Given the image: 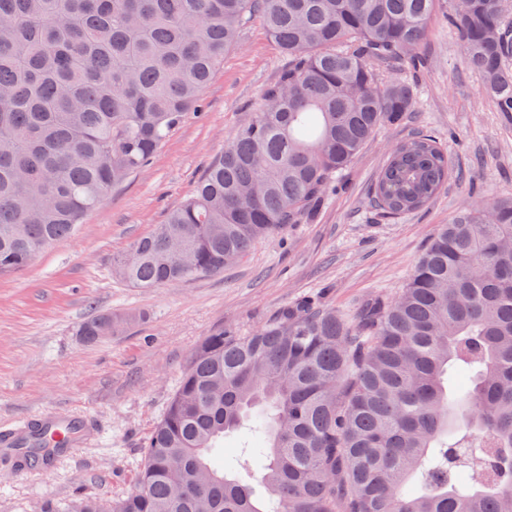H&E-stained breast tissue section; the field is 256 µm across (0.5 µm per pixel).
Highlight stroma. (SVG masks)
<instances>
[{"label": "stroma", "instance_id": "35a3bbf8", "mask_svg": "<svg viewBox=\"0 0 512 512\" xmlns=\"http://www.w3.org/2000/svg\"><path fill=\"white\" fill-rule=\"evenodd\" d=\"M452 2L435 0L420 64L379 68L381 81L413 87L412 112L380 126L299 223L257 241L243 261L158 288H134L112 273L113 256L195 192L287 69L255 21L204 88L202 114L188 116L74 236L0 276V427L57 413L93 427L85 444L44 461L0 447V512H71L82 496L122 497L135 486L141 443L205 336L223 328L248 335L296 304L346 316L364 299L394 297L442 224L466 205L512 194V115L495 111L468 65L459 31L446 23ZM416 134L447 150L451 173L428 205L392 216L375 205L373 184L388 151ZM101 313L130 323L84 342L81 324Z\"/></svg>", "mask_w": 512, "mask_h": 512}]
</instances>
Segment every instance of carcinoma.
Masks as SVG:
<instances>
[{"label": "carcinoma", "mask_w": 512, "mask_h": 512, "mask_svg": "<svg viewBox=\"0 0 512 512\" xmlns=\"http://www.w3.org/2000/svg\"><path fill=\"white\" fill-rule=\"evenodd\" d=\"M433 3L0 0V274L147 166L255 18L288 70L194 194L112 260L137 288L223 271L412 111L413 88L380 82L374 65L420 61ZM448 25L511 114L512 0H468ZM449 175L445 149L415 136L390 152L373 197L414 213ZM121 325L96 316L80 336ZM228 435L247 452L237 469L213 463ZM141 457L129 494L74 512H512V196L465 207L397 296L348 319L291 306L247 336L205 337Z\"/></svg>", "instance_id": "carcinoma-1"}]
</instances>
